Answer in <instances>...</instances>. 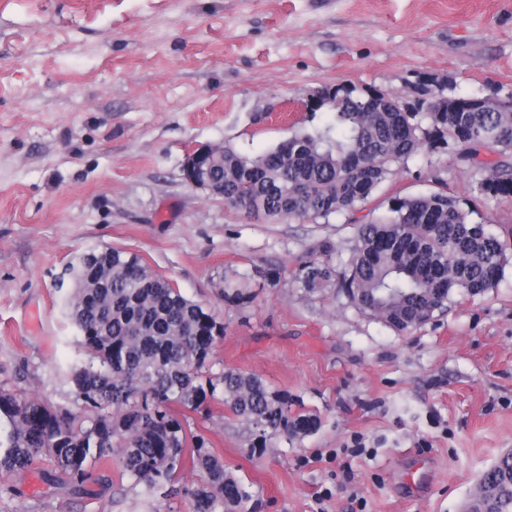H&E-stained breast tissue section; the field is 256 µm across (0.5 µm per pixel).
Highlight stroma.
<instances>
[{"instance_id": "35a3bbf8", "label": "stroma", "mask_w": 512, "mask_h": 512, "mask_svg": "<svg viewBox=\"0 0 512 512\" xmlns=\"http://www.w3.org/2000/svg\"><path fill=\"white\" fill-rule=\"evenodd\" d=\"M442 81L512 94V0H0V385L78 411L70 367L84 356L56 278L87 248H126L223 319L213 372L258 377L317 421L258 448L225 406L193 417L251 493L245 512H462L512 449V200L478 191L493 153L420 151L375 197L382 212L447 192L509 245L496 288L404 332L338 286L295 282L325 250L347 266L344 217L248 218L182 176L199 146L255 157L324 125L328 110L306 108L320 88L409 106ZM270 269L281 279L261 286ZM244 279L255 301L225 302L224 284ZM197 481L184 467L164 498L114 460L79 486L40 462L0 486V512H187Z\"/></svg>"}]
</instances>
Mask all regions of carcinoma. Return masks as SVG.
<instances>
[{"mask_svg": "<svg viewBox=\"0 0 512 512\" xmlns=\"http://www.w3.org/2000/svg\"><path fill=\"white\" fill-rule=\"evenodd\" d=\"M383 95L355 87L327 108L332 121L294 135L267 153L247 157L224 148L211 174L224 182V203L249 218L328 219L345 215L355 230L348 267L331 255L311 258L294 274L306 290L337 283L358 309L397 330L424 324L448 310L457 293L475 296L498 285L509 262L507 245L484 223H473L460 200L442 191L395 197L387 212L365 222L355 213L394 168L425 148L448 141L470 153L493 145L503 160L479 191L512 199V98L502 110L474 112L448 99L445 111L417 100L383 112ZM84 288L68 289L67 317L78 330L87 364L71 371L81 413L58 410L0 388V475L46 461L76 484L92 467L115 458L133 485L173 487L185 462L201 473L188 512H239L249 493L224 473L213 444L191 430L188 413L227 406L260 437L298 436L316 421L292 412L288 396L234 369L211 372L224 322L148 270L136 253L90 248L70 269ZM250 284L227 286L224 300L244 305ZM476 512H512V453L487 469L472 496Z\"/></svg>", "mask_w": 512, "mask_h": 512, "instance_id": "carcinoma-1", "label": "carcinoma"}]
</instances>
